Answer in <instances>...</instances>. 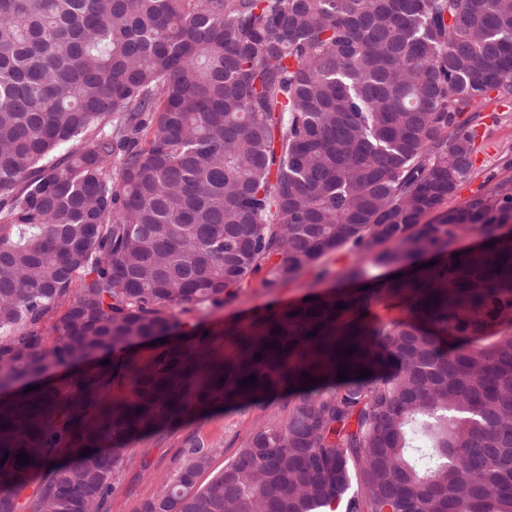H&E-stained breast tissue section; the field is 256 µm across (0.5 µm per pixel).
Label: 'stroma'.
Instances as JSON below:
<instances>
[{"label":"stroma","instance_id":"stroma-1","mask_svg":"<svg viewBox=\"0 0 512 512\" xmlns=\"http://www.w3.org/2000/svg\"><path fill=\"white\" fill-rule=\"evenodd\" d=\"M477 132L478 171L459 185L453 199L457 205L473 195L488 179L512 176V167L504 165L505 151L512 147V104L488 105L482 112ZM354 260V253L349 251L335 253L327 259L329 274L326 278L318 280L308 274L274 288L264 285L263 275H256L224 305L199 307L178 314L177 320L183 330L208 333L209 347L216 359L233 358L237 347L230 337L225 336V329L248 326L255 319L294 305L307 295L341 287V274ZM282 405V399L271 398L258 405L213 410L191 417L161 436L135 445V457L118 474L104 512H139L142 502L156 493L160 481L176 470L183 440L192 433L201 436L214 448L209 468L198 478L199 483H208L223 469L236 452L241 438L256 422L280 414Z\"/></svg>","mask_w":512,"mask_h":512}]
</instances>
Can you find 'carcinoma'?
<instances>
[{
	"label": "carcinoma",
	"mask_w": 512,
	"mask_h": 512,
	"mask_svg": "<svg viewBox=\"0 0 512 512\" xmlns=\"http://www.w3.org/2000/svg\"><path fill=\"white\" fill-rule=\"evenodd\" d=\"M511 101L512 0H0V512L37 476L33 512H103L134 442L270 396L140 512H512V178L444 209ZM344 249L234 358L168 339Z\"/></svg>",
	"instance_id": "obj_1"
}]
</instances>
